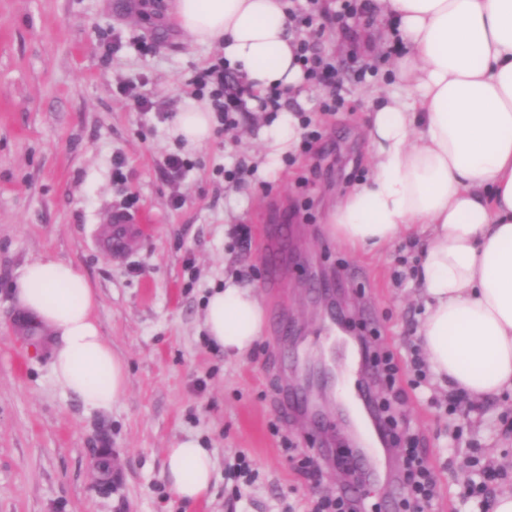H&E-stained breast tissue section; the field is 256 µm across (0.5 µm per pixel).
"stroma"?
<instances>
[{
    "label": "stroma",
    "mask_w": 512,
    "mask_h": 512,
    "mask_svg": "<svg viewBox=\"0 0 512 512\" xmlns=\"http://www.w3.org/2000/svg\"><path fill=\"white\" fill-rule=\"evenodd\" d=\"M166 4L0 0V512H306L311 499L336 497L346 481L318 445L330 428L280 405L310 337L328 334L325 297L314 285L321 275L356 333L374 329L372 347L390 348L400 378L413 376L418 240L401 238L381 255L353 253L326 224L346 188L368 174L373 91L389 88L391 40L382 21L357 24L354 40L326 23L323 52L366 76L344 83L345 106L331 114L311 89L306 105L322 132L315 153L286 156L268 170L254 112L193 151L194 168L174 177L161 166L179 149L170 124L215 53L191 44ZM375 32L378 51H364L359 37ZM140 41L154 43L153 52H140ZM133 85L143 86L154 109L138 108L125 92ZM118 157L122 182L112 176ZM240 157L258 163L257 172L225 183L218 168ZM131 194L147 230L115 256L103 238ZM239 224L251 227L249 249L236 241ZM272 230L288 242L274 288L264 246ZM48 255L91 280L101 332L127 364V390L109 410L88 409L60 389L45 337L21 323L14 289L25 266ZM228 270L257 288L266 313L290 322L293 339L266 325L238 361L206 341L204 300ZM447 403V390L431 381L394 406L434 467L437 494L426 512H465L457 494L467 444L453 438L458 420ZM503 418L512 420L511 394L478 402L470 436L504 469L501 485L511 490L512 438L498 435ZM188 435L212 450L220 474L191 506L164 476L166 448ZM241 454L253 467L247 483L229 470Z\"/></svg>",
    "instance_id": "35a3bbf8"
}]
</instances>
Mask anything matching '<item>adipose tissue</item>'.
<instances>
[{
	"label": "adipose tissue",
	"mask_w": 512,
	"mask_h": 512,
	"mask_svg": "<svg viewBox=\"0 0 512 512\" xmlns=\"http://www.w3.org/2000/svg\"><path fill=\"white\" fill-rule=\"evenodd\" d=\"M373 9L397 23L405 50L391 60L396 88L367 127L370 173L329 213L330 233L352 252L378 254L420 236L418 341L430 371L478 401L512 392V0H375ZM171 17L191 44L221 48L258 93L307 96L286 0H173ZM172 134L207 144L210 106L188 101ZM15 297L54 338L55 383L88 408L111 409L127 389V364L101 333L87 276L41 258ZM265 324L256 288L225 274L205 307L208 337L240 359ZM164 473L190 503L218 478L195 437L166 450Z\"/></svg>",
	"instance_id": "ef3b65f1"
}]
</instances>
